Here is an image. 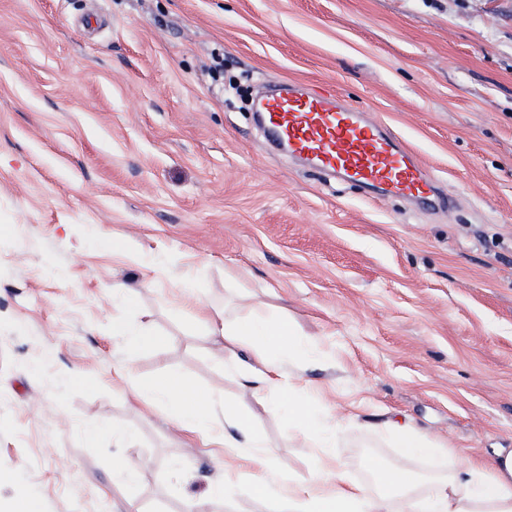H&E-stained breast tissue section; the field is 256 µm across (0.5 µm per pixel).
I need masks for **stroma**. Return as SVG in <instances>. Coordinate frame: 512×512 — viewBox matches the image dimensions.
I'll list each match as a JSON object with an SVG mask.
<instances>
[{
	"mask_svg": "<svg viewBox=\"0 0 512 512\" xmlns=\"http://www.w3.org/2000/svg\"><path fill=\"white\" fill-rule=\"evenodd\" d=\"M270 80L366 110L455 206L320 182L271 154L249 103ZM199 302L318 343L304 400L357 483L379 488L376 460L427 489L512 450V0H0V503L190 512L208 498L216 447L137 403L115 375L127 361L241 403L274 470L312 476L326 452L287 433V400L246 393L253 349L225 366ZM118 317L163 344L133 350ZM401 426L438 450L400 448ZM255 477L241 464L210 512H277Z\"/></svg>",
	"mask_w": 512,
	"mask_h": 512,
	"instance_id": "35a3bbf8",
	"label": "stroma"
}]
</instances>
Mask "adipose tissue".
Masks as SVG:
<instances>
[{"label": "adipose tissue", "mask_w": 512, "mask_h": 512, "mask_svg": "<svg viewBox=\"0 0 512 512\" xmlns=\"http://www.w3.org/2000/svg\"><path fill=\"white\" fill-rule=\"evenodd\" d=\"M209 325L212 333L224 338V356H233L244 345L254 348L256 360L246 373L252 396L263 400L278 392L291 397L289 434L328 447L329 433L312 427L308 408L301 399L303 390L298 380L305 365H298L293 371L288 368L290 360L306 349L296 327L287 321L270 322L257 317L230 321L219 314L210 317ZM120 374L137 401L150 407L161 401L171 408L172 425L177 432L192 436L203 421L213 420L245 434V445L251 450L248 460L259 471L252 490L261 497L270 485H277L284 512H392V496L396 493L403 496L402 512H512V452L498 454L489 463L467 461L449 472L427 495L419 493L412 475L399 466L374 463L384 485L383 492L378 493L349 481L339 464L328 457L323 458L308 481L278 482L268 455L255 452L256 442L249 437L250 419L238 402L196 391L174 374L145 380L128 367L122 368Z\"/></svg>", "instance_id": "ef3b65f1"}]
</instances>
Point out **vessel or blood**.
Instances as JSON below:
<instances>
[{
    "label": "vessel or blood",
    "instance_id": "vessel-or-blood-1",
    "mask_svg": "<svg viewBox=\"0 0 512 512\" xmlns=\"http://www.w3.org/2000/svg\"><path fill=\"white\" fill-rule=\"evenodd\" d=\"M254 109L272 145L318 171L424 205L439 197L416 154L334 92L291 81L259 97Z\"/></svg>",
    "mask_w": 512,
    "mask_h": 512
}]
</instances>
